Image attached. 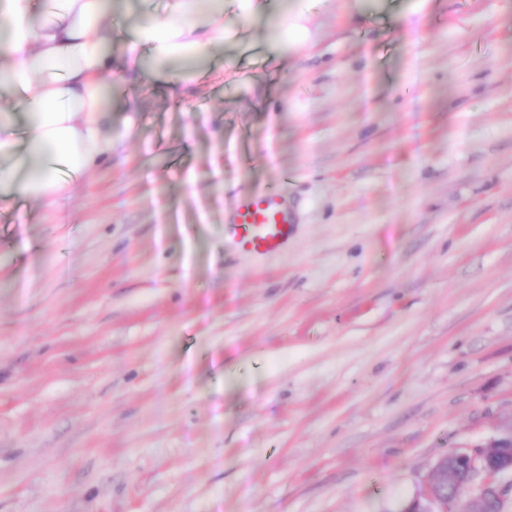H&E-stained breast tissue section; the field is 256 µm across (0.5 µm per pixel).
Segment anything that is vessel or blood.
<instances>
[{"label":"vessel or blood","instance_id":"b4317fda","mask_svg":"<svg viewBox=\"0 0 512 512\" xmlns=\"http://www.w3.org/2000/svg\"><path fill=\"white\" fill-rule=\"evenodd\" d=\"M295 233L294 217L283 194L271 190L244 196L224 238L242 253L265 256L286 252Z\"/></svg>","mask_w":512,"mask_h":512}]
</instances>
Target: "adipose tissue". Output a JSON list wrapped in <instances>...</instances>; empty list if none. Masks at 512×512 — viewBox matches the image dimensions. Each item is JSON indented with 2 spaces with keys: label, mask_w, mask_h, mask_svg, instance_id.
<instances>
[{
  "label": "adipose tissue",
  "mask_w": 512,
  "mask_h": 512,
  "mask_svg": "<svg viewBox=\"0 0 512 512\" xmlns=\"http://www.w3.org/2000/svg\"><path fill=\"white\" fill-rule=\"evenodd\" d=\"M107 0H6L0 28V201L48 200L67 191V175L110 160L119 145L101 109L103 79L112 71L104 23ZM224 41V12L193 0H166L148 14L126 46V65L139 77H166L171 62L205 59ZM17 101L28 122L17 131L9 107ZM37 163L39 176L28 173Z\"/></svg>",
  "instance_id": "ef3b65f1"
}]
</instances>
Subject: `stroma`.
<instances>
[{
    "instance_id": "obj_1",
    "label": "stroma",
    "mask_w": 512,
    "mask_h": 512,
    "mask_svg": "<svg viewBox=\"0 0 512 512\" xmlns=\"http://www.w3.org/2000/svg\"><path fill=\"white\" fill-rule=\"evenodd\" d=\"M162 6L108 0L111 53ZM224 26L106 77L111 163L0 202V512H398L512 423V0ZM269 187L291 247H226Z\"/></svg>"
}]
</instances>
